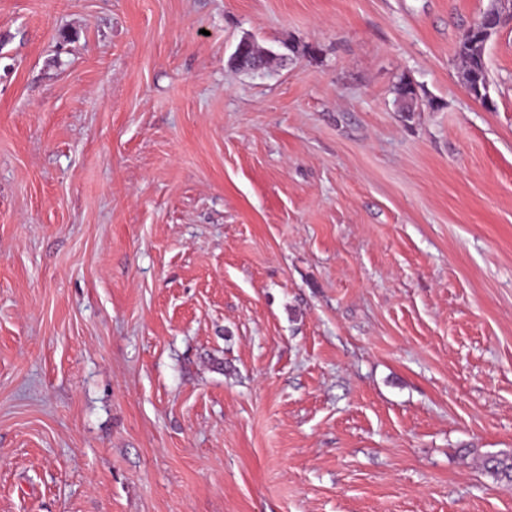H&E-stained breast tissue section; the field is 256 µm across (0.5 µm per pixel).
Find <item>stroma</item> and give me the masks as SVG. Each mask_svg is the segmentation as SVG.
Listing matches in <instances>:
<instances>
[{
	"label": "stroma",
	"mask_w": 512,
	"mask_h": 512,
	"mask_svg": "<svg viewBox=\"0 0 512 512\" xmlns=\"http://www.w3.org/2000/svg\"><path fill=\"white\" fill-rule=\"evenodd\" d=\"M493 5L0 0V512H512ZM482 17H478L466 29L458 43L457 54L464 65V84L475 99L487 100L489 82L484 61V41L473 40L477 31L482 27L481 33L487 41L490 36L497 32L506 23V18L497 8H490Z\"/></svg>",
	"instance_id": "1"
}]
</instances>
